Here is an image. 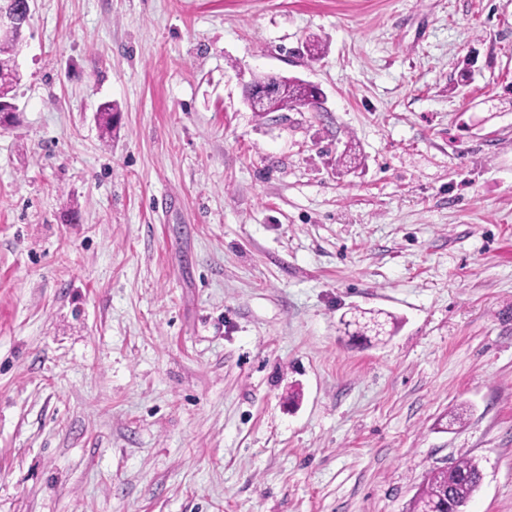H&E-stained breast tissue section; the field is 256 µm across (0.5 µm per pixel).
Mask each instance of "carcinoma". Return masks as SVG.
<instances>
[{
  "instance_id": "cac0c4a2",
  "label": "carcinoma",
  "mask_w": 512,
  "mask_h": 512,
  "mask_svg": "<svg viewBox=\"0 0 512 512\" xmlns=\"http://www.w3.org/2000/svg\"><path fill=\"white\" fill-rule=\"evenodd\" d=\"M20 81L16 63V46L11 40L0 39V100L14 98V86ZM276 91L270 100L269 110L281 112L307 105L311 92L305 83L293 79H273ZM345 327L354 326V335L360 337L386 336L387 321L377 313L361 311L349 320H342ZM483 474L479 462L467 455L461 456L446 469L432 472L416 496L410 512H462L481 486Z\"/></svg>"
}]
</instances>
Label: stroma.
<instances>
[{
    "label": "stroma",
    "instance_id": "35a3bbf8",
    "mask_svg": "<svg viewBox=\"0 0 512 512\" xmlns=\"http://www.w3.org/2000/svg\"><path fill=\"white\" fill-rule=\"evenodd\" d=\"M23 36L0 512H407L465 454V512H512V0H35ZM260 75L323 100L254 112ZM366 314H370L367 316ZM382 313H373L367 311H359L358 314H355L349 320L341 319L342 324L345 326V331L350 326H356V331L352 334V336H386L390 335V331L386 330V325L388 323L387 320H380L379 315Z\"/></svg>",
    "mask_w": 512,
    "mask_h": 512
}]
</instances>
